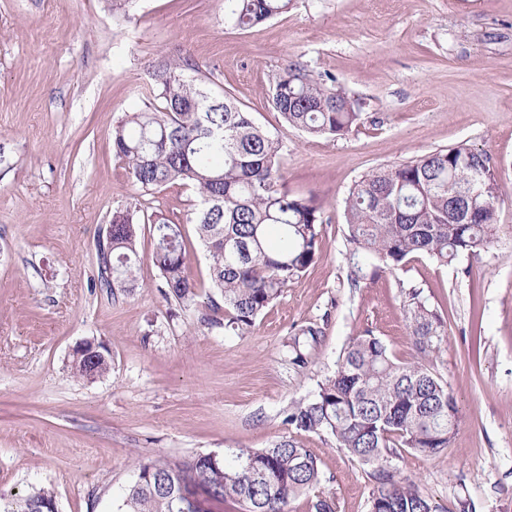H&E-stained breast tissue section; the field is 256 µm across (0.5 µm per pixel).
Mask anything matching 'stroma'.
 Instances as JSON below:
<instances>
[{"instance_id": "35a3bbf8", "label": "stroma", "mask_w": 512, "mask_h": 512, "mask_svg": "<svg viewBox=\"0 0 512 512\" xmlns=\"http://www.w3.org/2000/svg\"><path fill=\"white\" fill-rule=\"evenodd\" d=\"M165 54L199 63V81L282 138L290 193L327 203L319 258L243 336L210 302L184 186L154 205L182 224L194 301L165 296L146 227L135 287L100 284L99 242L137 195L112 130ZM289 60L358 99V130L334 139L285 128L270 87ZM459 144L486 153L498 178L493 245L352 284L344 201L354 182ZM405 283L445 319L434 367L460 420L450 448L403 453L389 468L442 512H457L461 496L476 512H512V0H296L248 29L225 24L224 0H134L125 18L111 0H0V494L46 488L59 512H123L138 463L285 437L318 458L336 512H368L374 466L283 417L335 372L353 336L371 332L411 361ZM309 322L324 334L297 365L288 341ZM85 341L109 354V373L74 377Z\"/></svg>"}]
</instances>
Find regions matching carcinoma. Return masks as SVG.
<instances>
[{"label": "carcinoma", "instance_id": "1", "mask_svg": "<svg viewBox=\"0 0 512 512\" xmlns=\"http://www.w3.org/2000/svg\"><path fill=\"white\" fill-rule=\"evenodd\" d=\"M294 0H224V20L250 28L292 9ZM196 66L187 57L158 60L143 92L144 106L127 112L113 129V150L139 196L180 182L195 204L189 222L211 263V284L228 313L224 327L243 336L273 306L288 284L319 257L324 203L291 194L280 171L282 139L255 123L233 96L213 95L185 75ZM273 107L285 126L313 136L342 137L358 126L355 99L327 74L298 61L286 63L271 88ZM477 182L481 193L471 222L448 218V207ZM499 183L483 152L459 145L361 176L345 200L346 256L352 281L372 280L425 256L448 266L491 244L499 205ZM155 233L151 255L168 294L193 300L181 225L161 212L146 214L140 202L112 212L100 247V282L131 288L139 262L141 225ZM405 318L414 360L397 363L377 336L353 337L334 374L313 398L288 405L284 422L298 431L326 434L336 447L376 467L370 512H439L414 481L386 468L397 449L435 456L451 446L458 408L447 383L433 369L447 341L437 309L410 287ZM322 330L302 326L291 338L293 361ZM110 359L74 358L73 374L100 377ZM316 456L282 439L266 448H239L222 459L199 457L141 462L125 489V512H211L204 503L231 502L241 512H286L290 500L315 494V512H335L321 490ZM56 499L41 489L13 502L8 512Z\"/></svg>", "mask_w": 512, "mask_h": 512}]
</instances>
